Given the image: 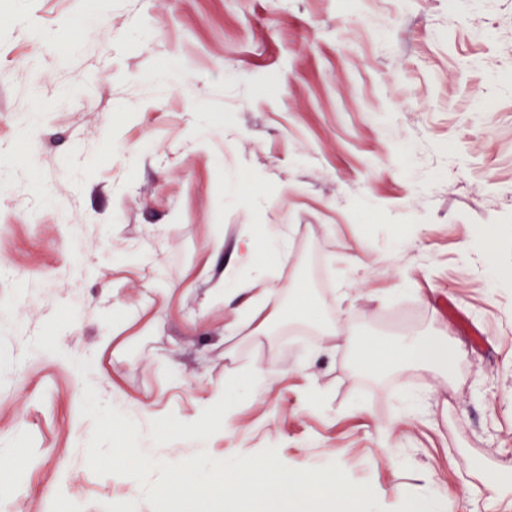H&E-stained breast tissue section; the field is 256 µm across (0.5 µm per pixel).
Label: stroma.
<instances>
[{"label":"stroma","instance_id":"obj_1","mask_svg":"<svg viewBox=\"0 0 512 512\" xmlns=\"http://www.w3.org/2000/svg\"><path fill=\"white\" fill-rule=\"evenodd\" d=\"M510 69L512 0H9L0 471L17 477L0 512H152L86 464L88 383L163 461L274 447L296 469L338 463L385 512L433 488L441 512H493L491 474L512 498ZM262 224L287 225L288 257L258 262L343 312L345 337L284 318L226 339L248 300L224 302V271ZM62 304L77 319L55 355L32 341ZM441 330L446 368L352 361L367 338ZM96 350L77 377L67 352ZM255 371L273 384L240 392ZM219 389L209 420L234 436L186 438ZM409 392L417 413L383 434Z\"/></svg>","mask_w":512,"mask_h":512}]
</instances>
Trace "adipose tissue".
<instances>
[{"label":"adipose tissue","instance_id":"1","mask_svg":"<svg viewBox=\"0 0 512 512\" xmlns=\"http://www.w3.org/2000/svg\"><path fill=\"white\" fill-rule=\"evenodd\" d=\"M286 227L282 224H266L260 235H245L238 239L235 253L238 267L252 266L259 248L271 247L284 249ZM238 268H231L224 273V283L230 294L250 295L253 304L243 314L241 321L228 328L229 335L235 336L246 331L256 335L265 332L282 309V288L266 275L251 279H239ZM355 365L362 370L379 372L391 366L404 363H418L424 366H438L447 363L448 349L437 340L422 341L413 336H405L388 344L384 350H377L371 343H363L353 353Z\"/></svg>","mask_w":512,"mask_h":512}]
</instances>
